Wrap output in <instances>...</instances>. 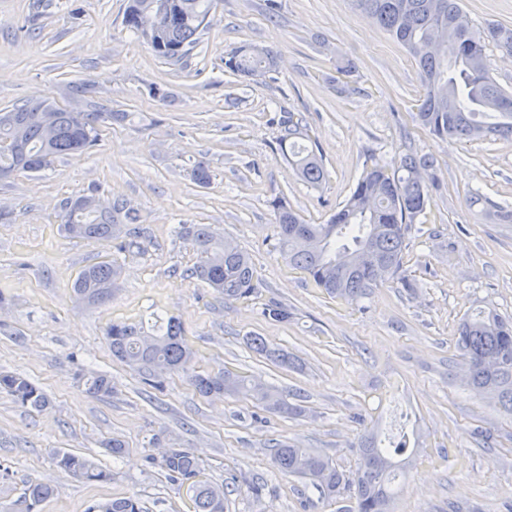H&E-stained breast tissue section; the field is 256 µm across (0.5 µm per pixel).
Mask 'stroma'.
<instances>
[{
    "instance_id": "stroma-1",
    "label": "stroma",
    "mask_w": 512,
    "mask_h": 512,
    "mask_svg": "<svg viewBox=\"0 0 512 512\" xmlns=\"http://www.w3.org/2000/svg\"><path fill=\"white\" fill-rule=\"evenodd\" d=\"M128 0H0V109L51 99L100 115L99 141L37 173L0 180V373H20L48 396L35 411L0 392V512H13L28 482L54 489L37 512H87L134 496L145 512H192L187 486L161 466L183 448L201 477L223 486L224 512H351L349 491L322 499L272 464L277 443L314 449L344 475L358 466L368 429L405 435L417 455L391 512H512V414L463 381L456 349L463 315L489 307L512 317V224L469 208L477 193L512 207V140L451 144L414 119L423 96L409 52L354 0H218L183 64L157 57L123 23ZM244 43L274 50L277 65L241 78L224 58ZM351 73L336 69L339 57ZM115 112L123 121H112ZM301 119L321 157L322 182H303L283 155L278 119ZM432 155L439 187L412 230L407 292L391 278L358 304L328 295L288 266L276 247L275 201L306 223H326L366 167L407 150ZM209 185L191 178L196 165ZM125 198L140 222L137 243L66 237L65 198ZM207 224L248 253L255 295L225 300L186 277L200 255L176 230ZM117 260L111 299L78 302L72 283L87 265ZM277 301L292 317L261 314ZM181 319L193 352L162 389L112 355L115 322ZM263 337L295 358L279 367L253 352ZM230 370L299 397L288 418L240 396H200L189 375ZM107 373L112 393H86L83 378ZM491 434L482 442L476 429ZM118 439L127 452L112 456ZM90 458L112 477L85 482L56 467L54 453Z\"/></svg>"
}]
</instances>
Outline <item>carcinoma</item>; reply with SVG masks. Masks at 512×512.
I'll list each match as a JSON object with an SVG mask.
<instances>
[{"label":"carcinoma","instance_id":"carcinoma-1","mask_svg":"<svg viewBox=\"0 0 512 512\" xmlns=\"http://www.w3.org/2000/svg\"><path fill=\"white\" fill-rule=\"evenodd\" d=\"M359 9L373 19L395 41L404 46L418 67L424 96L417 116L435 137L450 142L512 140V93L492 77L486 49L493 45L512 55V27L491 24L482 30L461 27L464 15L461 0H356ZM156 8V28L146 35L140 30L142 14ZM214 0H129L125 26L147 42L156 56L177 63L189 57L209 25ZM445 36L442 48L431 43ZM276 63L268 47L242 45L224 58V67L235 75L253 77L271 70ZM50 118L54 135L43 137V121ZM99 113L58 107L48 100L0 110V172H39L62 155L83 153L98 141L95 127ZM300 134L299 122L288 117L278 137L280 149H289L288 161L307 182L317 184L324 177L322 159L294 142ZM434 167L433 159L409 150L392 168L378 163L367 169L351 195L338 206L326 224H307L293 209L277 202V245L289 265L305 271L331 296L358 303L372 288L397 276L403 288L413 291L414 281L403 275V260L413 224L431 201L430 186L420 177ZM95 196L78 195L62 204L64 232L72 238L107 241L116 252L129 243L121 236V224H135L137 213L117 197L112 206L99 210L92 206ZM182 236L193 240L201 254L189 276L224 294V299L248 298L257 292L250 257L238 247L216 238L206 224H183ZM373 246L369 254L363 247ZM390 262L383 274L378 259ZM119 268L112 262H98L83 268L73 291L79 300L100 304L112 297V285ZM263 316L276 322L291 317L288 306L272 301ZM157 330L148 332L124 322L106 330L112 354L131 367L147 369L159 376L187 368L193 352L186 344L182 323L175 317L158 318ZM253 349L275 361L287 358L260 337L252 338ZM456 348L464 359L467 385L489 394L512 413V319L495 311L481 310L466 315L459 325ZM197 391L204 395L231 394L252 398L266 409L286 417L302 412L290 401V392L250 381L229 370L193 376ZM86 392L94 397L112 393V380L105 373L87 377ZM0 390L15 403L42 410L50 401L34 382L17 374L0 373ZM360 462L350 478L344 477L329 458L310 448L278 444L274 461L286 475L308 481L325 499H334L341 489L353 491V512H390L397 493L396 482L411 465L405 456L406 441L381 446L373 432L360 444ZM56 466L75 477L91 482L110 479V472L91 459L68 451L54 454ZM168 479L186 483L192 492L194 512H224V502L216 494L224 488L200 479L198 459L189 451L171 448L162 457ZM53 489L41 482H29L22 502L26 512L50 498ZM88 512H144L134 496L101 501Z\"/></svg>","mask_w":512,"mask_h":512}]
</instances>
